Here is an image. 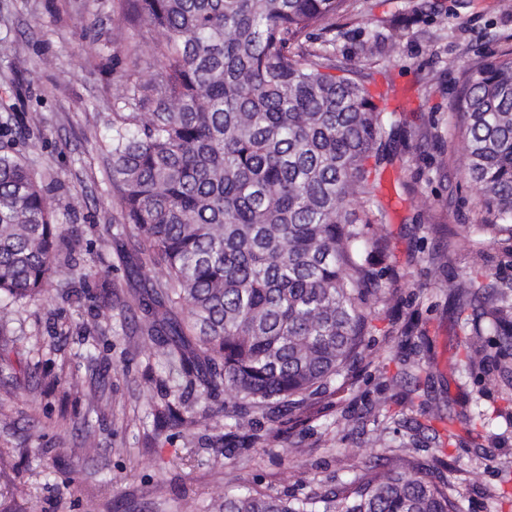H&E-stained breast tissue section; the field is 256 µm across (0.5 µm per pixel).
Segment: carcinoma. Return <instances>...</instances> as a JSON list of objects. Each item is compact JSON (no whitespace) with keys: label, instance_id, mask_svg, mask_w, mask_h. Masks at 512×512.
<instances>
[{"label":"carcinoma","instance_id":"1","mask_svg":"<svg viewBox=\"0 0 512 512\" xmlns=\"http://www.w3.org/2000/svg\"><path fill=\"white\" fill-rule=\"evenodd\" d=\"M154 36L158 69L113 98L108 181L138 272L159 270L139 301L142 334L200 398L224 395L226 436L278 440L301 411L358 362L365 342L370 233L382 140L397 133L358 71L307 44L349 0H127ZM386 52L374 30L365 60ZM342 74L336 75L334 71ZM455 128L465 173L486 217L482 236L512 232V52L461 71ZM151 111H144L145 105ZM376 164L370 165L371 158ZM73 251L48 188L0 151V303L41 299ZM84 288L102 272L77 263ZM512 282L455 275L441 283L468 336L464 365L482 364V336L512 358ZM185 309L188 319L172 314ZM204 413L183 399L174 425ZM272 423L259 435L260 420ZM220 512H462L442 472L417 466L366 474L324 493L283 498L249 489Z\"/></svg>","mask_w":512,"mask_h":512}]
</instances>
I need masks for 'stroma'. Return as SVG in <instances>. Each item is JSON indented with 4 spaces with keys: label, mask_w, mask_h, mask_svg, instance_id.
<instances>
[{
    "label": "stroma",
    "mask_w": 512,
    "mask_h": 512,
    "mask_svg": "<svg viewBox=\"0 0 512 512\" xmlns=\"http://www.w3.org/2000/svg\"><path fill=\"white\" fill-rule=\"evenodd\" d=\"M371 30L388 44L367 80L372 95H383L394 122L432 135L410 137L379 166L382 219L373 229L387 249L353 377L283 417L279 441L252 448L225 437L220 396L207 401L202 422L162 427L185 383L141 334L136 298L150 284L136 273L132 240L111 231L122 215L106 177V119L127 75H147L153 64L147 26L132 19L126 0H0V114L14 117L8 145L54 184L64 228L92 243L81 263L112 279L111 290L93 289L78 305L59 294L71 285L63 272L41 301L7 310L14 334L0 338V493L20 512H194L242 485L300 497L376 461L432 469L440 459L463 512H512L497 498L512 478V389L459 366L465 338L439 288L462 269L512 279L500 241L478 253L463 231L483 211L451 126L462 62L512 48V0H353L330 35L331 52L348 63ZM34 140L43 149L29 150ZM442 246L443 270L429 259ZM411 314L431 353L402 342L398 329ZM86 336L104 339L92 363L83 356ZM418 372L433 374L434 396L410 392L407 378ZM464 395L488 421L476 440L462 430L438 448L429 416ZM283 442L293 453L281 458Z\"/></svg>",
    "instance_id": "35a3bbf8"
}]
</instances>
